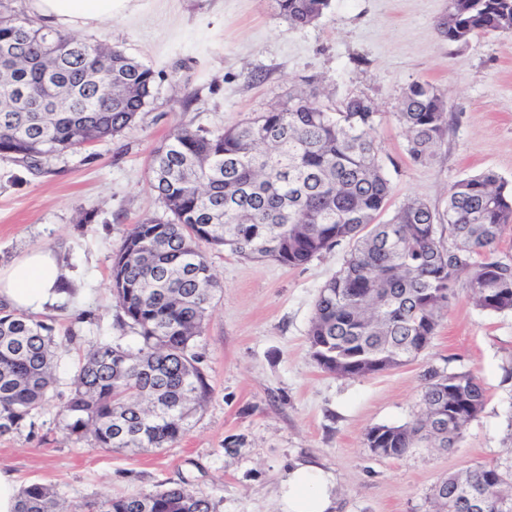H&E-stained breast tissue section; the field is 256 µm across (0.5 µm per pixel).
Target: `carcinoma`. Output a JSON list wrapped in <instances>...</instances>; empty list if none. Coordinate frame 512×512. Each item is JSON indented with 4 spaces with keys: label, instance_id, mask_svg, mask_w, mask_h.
<instances>
[{
    "label": "carcinoma",
    "instance_id": "1",
    "mask_svg": "<svg viewBox=\"0 0 512 512\" xmlns=\"http://www.w3.org/2000/svg\"><path fill=\"white\" fill-rule=\"evenodd\" d=\"M293 27L316 23L330 0H273ZM448 45L512 32V0H448L438 22ZM154 71L117 47L87 42L0 12V155L35 169L41 159L117 136L150 103ZM399 122L407 152L434 160L448 136V106L432 84L404 92ZM152 187L167 211L146 216L112 256V297L139 346L100 342L79 364L58 416L68 439L135 452L178 443L211 392L196 351L217 280L204 247L298 267L343 241L352 248L321 288L308 331L323 372L368 377L407 364L417 338L433 337L459 277L476 305L512 311V260L495 257L512 229V184L493 171L461 179L443 212L411 198L380 220L392 186L379 158L376 107L362 96L335 112L296 92L281 105L220 132L179 127L151 157ZM448 229L450 243L442 240ZM53 328L0 303V436L34 424L55 383ZM422 413L376 425L367 447L399 458L426 442L453 448L482 412L486 394L470 371L422 374ZM450 425L441 434L434 424ZM447 498L440 499V489ZM512 500V473L476 465L433 489L436 512H472L467 497ZM16 512H216L184 485L65 504L32 482Z\"/></svg>",
    "mask_w": 512,
    "mask_h": 512
}]
</instances>
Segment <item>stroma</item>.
<instances>
[{"mask_svg":"<svg viewBox=\"0 0 512 512\" xmlns=\"http://www.w3.org/2000/svg\"><path fill=\"white\" fill-rule=\"evenodd\" d=\"M447 9L448 0H332L316 24L293 27L272 0H129L111 20L71 29L152 68L153 98L120 136L40 168L0 156V266L48 247L77 275L73 298L42 315L59 341L52 399L33 425L0 437L1 471L22 486L52 485L75 503L184 483L209 494L217 512H284L283 473L313 463L331 473L338 512H433L432 489L448 473L512 469V312L477 308L464 281L436 336L406 365L348 378L314 364L307 334L315 302L342 267L346 242L294 268L207 250L219 287L197 351L212 392L174 447L105 451L68 440L57 416L92 345H137L118 324L112 256L140 218L164 214L148 162L176 127L221 131L299 88L330 107L364 96L378 112L390 209L409 197L443 209L455 181L487 169L512 183V33L449 45L436 27ZM416 81L448 101L450 132L426 165L408 156L397 117ZM87 213L92 222L81 223ZM431 366L472 371L486 391L483 411L452 451L373 454L366 431L413 421Z\"/></svg>","mask_w":512,"mask_h":512,"instance_id":"1","label":"stroma"}]
</instances>
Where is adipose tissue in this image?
Returning <instances> with one entry per match:
<instances>
[{
	"label": "adipose tissue",
	"instance_id": "ef3b65f1",
	"mask_svg": "<svg viewBox=\"0 0 512 512\" xmlns=\"http://www.w3.org/2000/svg\"><path fill=\"white\" fill-rule=\"evenodd\" d=\"M117 0H32L45 21L63 27H80L109 20ZM67 279L53 252L35 249L12 264L0 267V299L12 308L42 312L66 287ZM331 478L313 465H295L286 471L287 512H332Z\"/></svg>",
	"mask_w": 512,
	"mask_h": 512
}]
</instances>
